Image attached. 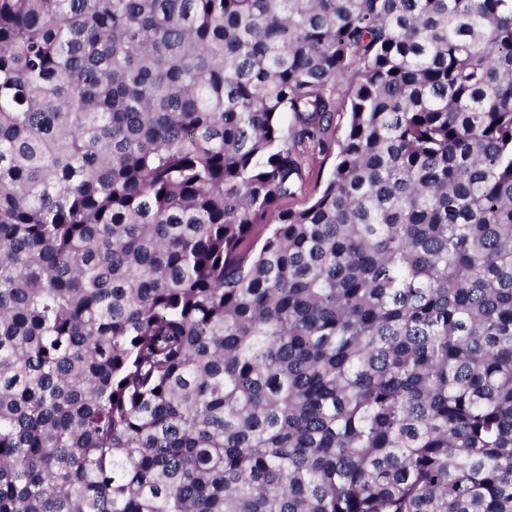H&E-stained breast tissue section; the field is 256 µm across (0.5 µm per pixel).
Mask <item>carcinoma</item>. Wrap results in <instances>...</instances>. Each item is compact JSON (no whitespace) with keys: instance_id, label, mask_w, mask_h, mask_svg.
Segmentation results:
<instances>
[{"instance_id":"carcinoma-1","label":"carcinoma","mask_w":512,"mask_h":512,"mask_svg":"<svg viewBox=\"0 0 512 512\" xmlns=\"http://www.w3.org/2000/svg\"><path fill=\"white\" fill-rule=\"evenodd\" d=\"M0 512H512V0H0ZM305 153V161L303 165L304 187L293 198L284 199L279 202L278 207L269 212L263 224H276L278 222V214L282 210H297L306 206L311 199L315 189H319L331 173L337 153V142L332 141L331 150L326 154L312 155L306 148L300 147Z\"/></svg>"}]
</instances>
